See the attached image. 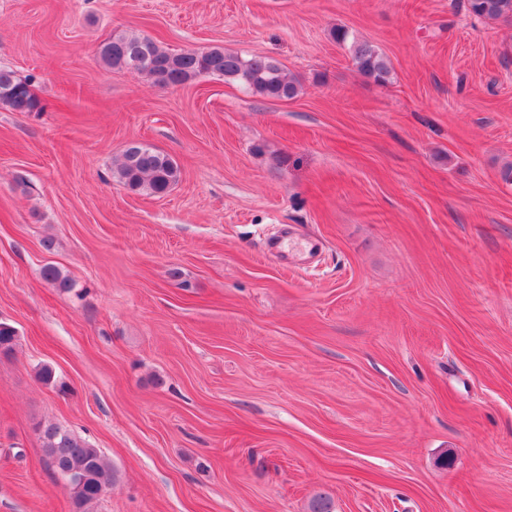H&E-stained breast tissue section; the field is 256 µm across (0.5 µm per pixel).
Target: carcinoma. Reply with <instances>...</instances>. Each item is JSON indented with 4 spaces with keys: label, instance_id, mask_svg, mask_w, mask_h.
<instances>
[{
    "label": "carcinoma",
    "instance_id": "carcinoma-1",
    "mask_svg": "<svg viewBox=\"0 0 512 512\" xmlns=\"http://www.w3.org/2000/svg\"><path fill=\"white\" fill-rule=\"evenodd\" d=\"M466 11L492 22L512 23V0H465ZM356 70L376 84L386 83L392 73L389 59L366 41H352L349 47ZM102 62L115 70L139 73L153 84L178 86L201 76H218L238 83L255 95L287 101L296 98L300 82L275 59L263 55H243L213 47L206 51H170L135 34L113 36L100 48ZM0 108L10 112H40V99L30 81L10 68L0 67ZM181 170L169 154L144 143L129 144L112 168V176L127 190L161 196L180 178ZM45 280L60 291H69L74 282L55 265L43 270ZM18 342L11 325L0 322V354L13 353ZM45 456L54 471L67 472L72 512H94V506L116 482V473L106 463L100 449L58 423L37 427Z\"/></svg>",
    "mask_w": 512,
    "mask_h": 512
}]
</instances>
